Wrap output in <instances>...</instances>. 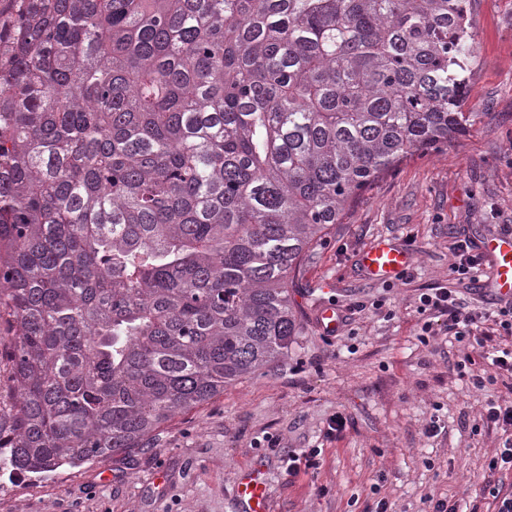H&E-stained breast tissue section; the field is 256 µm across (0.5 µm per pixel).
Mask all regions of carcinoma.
Returning a JSON list of instances; mask_svg holds the SVG:
<instances>
[{
	"label": "carcinoma",
	"mask_w": 512,
	"mask_h": 512,
	"mask_svg": "<svg viewBox=\"0 0 512 512\" xmlns=\"http://www.w3.org/2000/svg\"><path fill=\"white\" fill-rule=\"evenodd\" d=\"M467 0H0V469L283 359L355 192L465 131Z\"/></svg>",
	"instance_id": "cac0c4a2"
}]
</instances>
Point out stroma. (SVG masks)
<instances>
[{"instance_id":"obj_1","label":"stroma","mask_w":512,"mask_h":512,"mask_svg":"<svg viewBox=\"0 0 512 512\" xmlns=\"http://www.w3.org/2000/svg\"><path fill=\"white\" fill-rule=\"evenodd\" d=\"M475 56L466 72L467 129L405 158L356 193L289 280L300 329L281 361L225 385L174 417L149 446L19 478L0 470V512H242L236 484L258 470L270 512H428L431 500L493 512L482 474L507 435L489 401L512 402V375L475 386L482 352L512 346L486 322L484 348L423 337L419 297L447 286L450 248L512 230V0H468ZM413 257L394 281L365 276L358 256L379 240ZM336 306V335L317 309ZM472 365L458 369L464 354ZM345 426L328 436V423ZM436 434H429L430 425ZM319 449L290 476L286 454Z\"/></svg>"}]
</instances>
